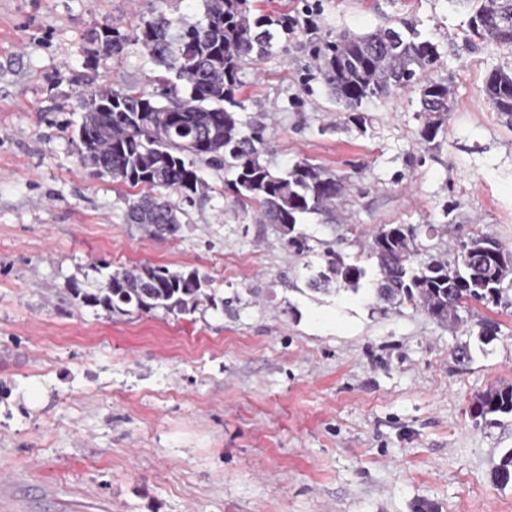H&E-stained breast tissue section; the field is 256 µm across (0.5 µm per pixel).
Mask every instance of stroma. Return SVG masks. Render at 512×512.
Segmentation results:
<instances>
[{"mask_svg": "<svg viewBox=\"0 0 512 512\" xmlns=\"http://www.w3.org/2000/svg\"><path fill=\"white\" fill-rule=\"evenodd\" d=\"M319 4L324 34L413 21L438 45L452 110L431 150L412 90L365 103V130L346 125L303 32L245 69L267 163L353 177L335 223L297 225L300 254L225 207L221 169L202 166L210 197L181 237L151 238L127 223L125 187L79 160L85 82L151 91L164 75L132 46L87 68L89 32L162 12L193 23L200 0H0V512H512V484L495 481L512 414L472 415L512 385V290L450 327L306 285L326 248L360 254L384 224H447L419 235L422 262L475 234L512 251V127L483 94L512 49L466 47L452 0ZM99 260L200 270L224 305L106 317L67 293L73 278L104 285Z\"/></svg>", "mask_w": 512, "mask_h": 512, "instance_id": "obj_1", "label": "stroma"}]
</instances>
